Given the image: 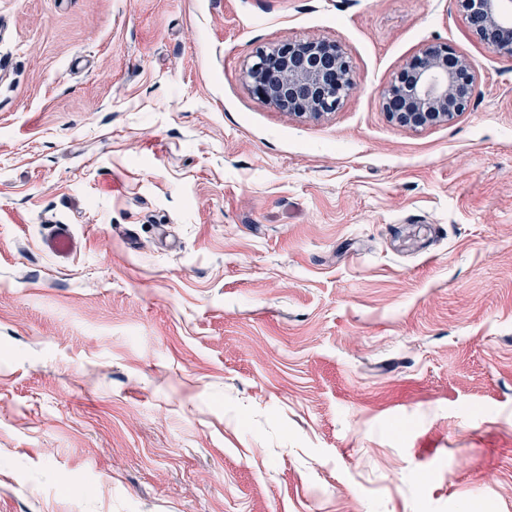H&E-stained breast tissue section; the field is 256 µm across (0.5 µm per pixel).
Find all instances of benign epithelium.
<instances>
[{"label":"benign epithelium","mask_w":512,"mask_h":512,"mask_svg":"<svg viewBox=\"0 0 512 512\" xmlns=\"http://www.w3.org/2000/svg\"><path fill=\"white\" fill-rule=\"evenodd\" d=\"M491 50L512 54V0H456ZM267 103L298 117L336 111L355 88L350 63L326 40H299L260 48L247 71ZM473 63L446 43H433L407 60L382 96L388 119L409 129L446 123L466 111L475 85Z\"/></svg>","instance_id":"obj_1"}]
</instances>
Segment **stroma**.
Listing matches in <instances>:
<instances>
[{
    "instance_id": "obj_1",
    "label": "stroma",
    "mask_w": 512,
    "mask_h": 512,
    "mask_svg": "<svg viewBox=\"0 0 512 512\" xmlns=\"http://www.w3.org/2000/svg\"><path fill=\"white\" fill-rule=\"evenodd\" d=\"M299 39L318 120L247 77ZM436 42L469 109L389 122ZM0 512H512V56L454 0H0ZM267 103L298 117L335 112L355 88L350 63L326 40H299L260 48L247 71ZM44 246L59 260L67 259L77 250V241L67 224H53L44 239Z\"/></svg>"
}]
</instances>
